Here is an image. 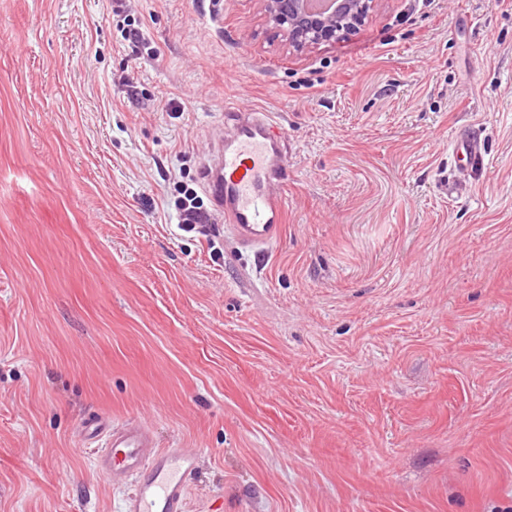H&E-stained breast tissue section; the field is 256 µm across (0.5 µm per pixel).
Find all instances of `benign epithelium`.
<instances>
[{
  "label": "benign epithelium",
  "instance_id": "7a95c632",
  "mask_svg": "<svg viewBox=\"0 0 512 512\" xmlns=\"http://www.w3.org/2000/svg\"><path fill=\"white\" fill-rule=\"evenodd\" d=\"M266 23L296 52L336 38L362 23L374 0H339L328 12H314L308 0H261Z\"/></svg>",
  "mask_w": 512,
  "mask_h": 512
}]
</instances>
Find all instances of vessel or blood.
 <instances>
[{
  "instance_id": "1",
  "label": "vessel or blood",
  "mask_w": 512,
  "mask_h": 512,
  "mask_svg": "<svg viewBox=\"0 0 512 512\" xmlns=\"http://www.w3.org/2000/svg\"><path fill=\"white\" fill-rule=\"evenodd\" d=\"M224 123L227 133L201 168L204 188L240 244L254 248L275 243L286 219L287 135L268 112L229 107ZM453 151L465 176H476L487 166L481 141L469 131L456 134ZM81 431L100 448V475L112 482L133 480L126 512H185L195 453L157 447L149 429L133 420L115 424L90 415Z\"/></svg>"
}]
</instances>
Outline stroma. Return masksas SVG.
Masks as SVG:
<instances>
[{
  "label": "stroma",
  "instance_id": "stroma-1",
  "mask_svg": "<svg viewBox=\"0 0 512 512\" xmlns=\"http://www.w3.org/2000/svg\"><path fill=\"white\" fill-rule=\"evenodd\" d=\"M228 104L291 146L261 256L176 227ZM94 414L196 453L186 512H512V0L300 54L259 0H0V512H123ZM453 152L462 161L464 176L473 177L487 166L486 151L481 141L467 130H460L453 141Z\"/></svg>",
  "mask_w": 512,
  "mask_h": 512
}]
</instances>
